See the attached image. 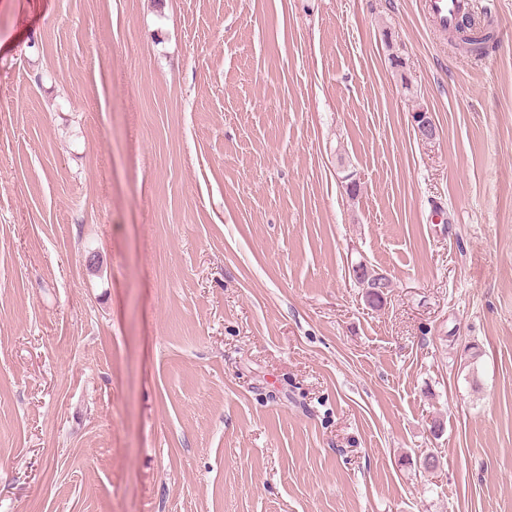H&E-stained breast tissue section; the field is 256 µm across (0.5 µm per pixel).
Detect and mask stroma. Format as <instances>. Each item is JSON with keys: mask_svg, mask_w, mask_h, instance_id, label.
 <instances>
[{"mask_svg": "<svg viewBox=\"0 0 512 512\" xmlns=\"http://www.w3.org/2000/svg\"><path fill=\"white\" fill-rule=\"evenodd\" d=\"M471 12L480 58L424 0H0V512H512Z\"/></svg>", "mask_w": 512, "mask_h": 512, "instance_id": "obj_1", "label": "stroma"}]
</instances>
